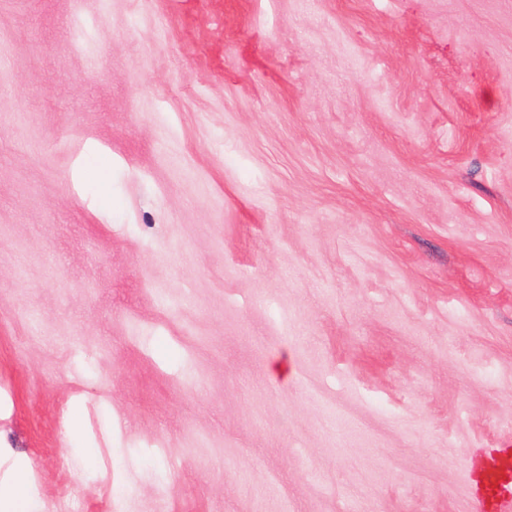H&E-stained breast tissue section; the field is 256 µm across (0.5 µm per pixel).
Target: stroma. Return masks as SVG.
<instances>
[{
	"label": "stroma",
	"instance_id": "35a3bbf8",
	"mask_svg": "<svg viewBox=\"0 0 512 512\" xmlns=\"http://www.w3.org/2000/svg\"><path fill=\"white\" fill-rule=\"evenodd\" d=\"M509 445L512 0H0V480L476 512Z\"/></svg>",
	"mask_w": 512,
	"mask_h": 512
}]
</instances>
